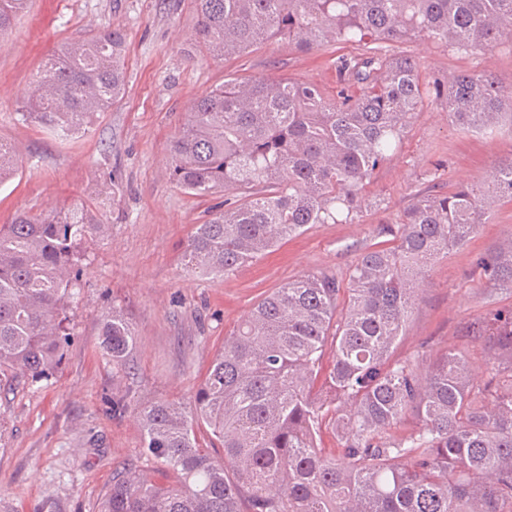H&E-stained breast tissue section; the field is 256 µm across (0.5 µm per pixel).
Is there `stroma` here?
<instances>
[{
	"instance_id": "stroma-1",
	"label": "stroma",
	"mask_w": 512,
	"mask_h": 512,
	"mask_svg": "<svg viewBox=\"0 0 512 512\" xmlns=\"http://www.w3.org/2000/svg\"><path fill=\"white\" fill-rule=\"evenodd\" d=\"M194 0H30L0 41V141L23 162L0 186V224L62 203L87 201L106 214L107 236L83 241L79 286L66 313L73 335L62 367L47 382L0 375V512H96L113 480L147 472L160 484L172 474L142 448L137 410L156 401L189 403L224 338L275 288L311 272L345 277L359 254L379 241L381 224L400 215L432 183L486 182L512 156V135L459 130L445 109L426 106L401 150L373 173L366 193L379 200L352 224H313L257 262L221 278L185 272L182 253L197 224L222 202L181 190L168 165L171 139L190 101L228 78L286 77L336 90L334 61L351 44L306 53L280 40L226 59L192 37ZM125 38V85L110 111L89 119L84 135L61 140L23 121L22 93L66 42L104 29ZM423 79L480 69L512 84V47L457 53L432 43L400 46ZM512 238V203L499 204L469 242L436 262L419 291L395 355L428 366L451 349L467 350L476 383L490 368L480 344L464 335L468 319L512 308V290L473 277L474 260ZM121 308L137 344L125 368L98 348L100 321ZM129 407L112 416L113 395Z\"/></svg>"
}]
</instances>
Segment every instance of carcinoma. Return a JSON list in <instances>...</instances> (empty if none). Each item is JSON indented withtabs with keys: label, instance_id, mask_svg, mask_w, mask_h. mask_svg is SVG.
Listing matches in <instances>:
<instances>
[{
	"label": "carcinoma",
	"instance_id": "1",
	"mask_svg": "<svg viewBox=\"0 0 512 512\" xmlns=\"http://www.w3.org/2000/svg\"><path fill=\"white\" fill-rule=\"evenodd\" d=\"M29 0H0V36ZM195 33L219 57L286 40L301 51L358 46L336 57V93L312 82L229 79L195 98L170 148L173 180L191 195L224 192V209L197 225L186 269L224 277L303 234L347 224L372 205L374 170L402 146L424 105L445 106L462 131L512 133V86L482 71L423 81L427 40L459 52L512 45V0H195ZM118 29L65 46L23 97V116L68 139L123 90ZM18 154L0 141V185ZM512 202V156L486 183L415 195L383 244L361 253L346 280L311 273L265 296L224 338L190 407L138 411L147 451L173 482L129 471L97 512H512V310L472 318L466 335L495 359L477 384L468 353L450 350L426 371L396 358L419 283L465 245L490 210ZM109 225L73 203L0 225V373L49 380L71 336L65 308L78 286L76 246ZM512 288V240L475 261ZM136 336L124 312L103 319L100 349L126 366ZM334 363L324 371L326 351ZM419 425L392 440L407 415ZM224 450L201 445L200 426ZM329 429L343 458L317 439Z\"/></svg>",
	"mask_w": 512,
	"mask_h": 512
}]
</instances>
